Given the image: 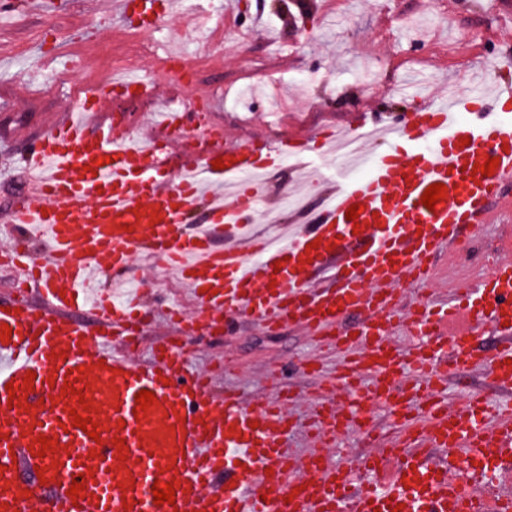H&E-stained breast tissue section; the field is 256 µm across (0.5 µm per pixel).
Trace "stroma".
I'll return each instance as SVG.
<instances>
[{
  "label": "stroma",
  "mask_w": 512,
  "mask_h": 512,
  "mask_svg": "<svg viewBox=\"0 0 512 512\" xmlns=\"http://www.w3.org/2000/svg\"><path fill=\"white\" fill-rule=\"evenodd\" d=\"M54 14H18L0 20V212L22 193L25 137L40 135L56 114L75 109L79 80L74 56L99 54L94 82L112 73L113 53L127 31L119 18L96 11L94 0H61ZM225 0H188L208 23L186 29L182 49L205 50L210 64L199 88L212 101L211 124L228 136L268 138L339 125L369 107L407 111L445 83L465 84L483 71L484 87L512 76V0H241L232 15ZM132 59L159 90V102L176 98L179 64L159 70L165 31L146 38ZM186 355L212 373L214 393L231 384L250 397L266 390L271 360L284 367L292 405L294 450L304 453L307 426L302 403L317 394L319 379L302 371L321 354L295 325L261 331L247 319L188 342Z\"/></svg>",
  "instance_id": "1"
}]
</instances>
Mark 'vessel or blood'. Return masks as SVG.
<instances>
[{"label": "vessel or blood", "instance_id": "obj_1", "mask_svg": "<svg viewBox=\"0 0 512 512\" xmlns=\"http://www.w3.org/2000/svg\"><path fill=\"white\" fill-rule=\"evenodd\" d=\"M112 11L136 17L148 35L164 24L157 0H113ZM145 89L136 78L107 79L90 100L53 118L22 156L30 185L0 214L45 251L0 250L13 286L39 295L0 304V325L12 330L0 340V512H389L393 501L402 512H465L463 489L428 453L478 459L512 448V245L502 246L487 276L446 298L408 304L404 296L431 280L436 259L487 223L512 187V80L394 120L364 111L349 127L274 142H234L210 129L202 118L208 98L199 94L166 107L145 140L121 115L100 117L107 98ZM190 133L202 150L180 152ZM347 141L374 144L367 174L342 162L330 176L304 166L309 154L330 157ZM490 157L498 161L492 175L474 171ZM217 158L223 168H214ZM291 161L319 207L288 224L261 223L268 183ZM436 183L447 192L431 210L422 195ZM354 204L362 208L355 222L345 216ZM198 212L202 235L188 227ZM137 256L167 264L191 286L193 309L164 312L166 323L212 332L244 316L269 329L288 322L340 352L329 383L351 402L329 396L310 404L306 453L291 450L282 384L256 400L233 386L214 398L173 336L148 361L133 359L137 297L115 298L92 279L106 271L116 283L135 280ZM351 317L357 333L349 337L343 326ZM400 327L418 337L405 353L389 339ZM488 332L494 347L474 355ZM443 361L488 378L502 401L477 393L452 403L433 394ZM30 371L36 379L27 390ZM73 371L74 391L63 394ZM144 389L156 403L141 415L136 397ZM83 400L94 408L98 439L73 423ZM366 403L387 408L395 424L383 443L336 464L324 449ZM43 436L55 451L42 452ZM386 462V482L353 489L354 472L373 474ZM25 465L40 467L44 481L23 480ZM78 478L86 494L75 500L69 490ZM157 482L173 484L174 504H155ZM305 485L313 493L300 494Z\"/></svg>", "mask_w": 512, "mask_h": 512}]
</instances>
